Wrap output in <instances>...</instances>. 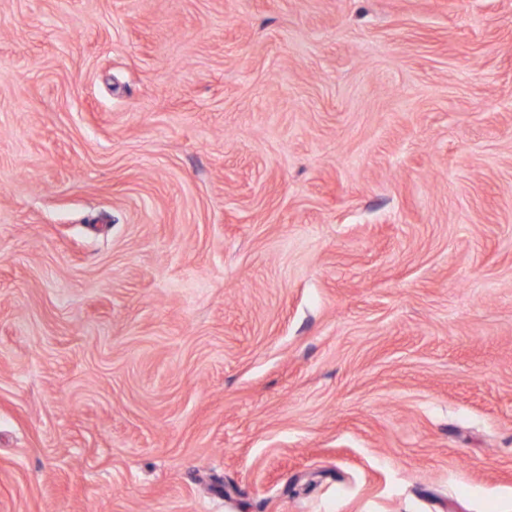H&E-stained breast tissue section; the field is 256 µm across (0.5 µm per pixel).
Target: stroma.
I'll return each mask as SVG.
<instances>
[{
	"label": "stroma",
	"instance_id": "1",
	"mask_svg": "<svg viewBox=\"0 0 512 512\" xmlns=\"http://www.w3.org/2000/svg\"><path fill=\"white\" fill-rule=\"evenodd\" d=\"M0 512H512V0H0Z\"/></svg>",
	"mask_w": 512,
	"mask_h": 512
}]
</instances>
